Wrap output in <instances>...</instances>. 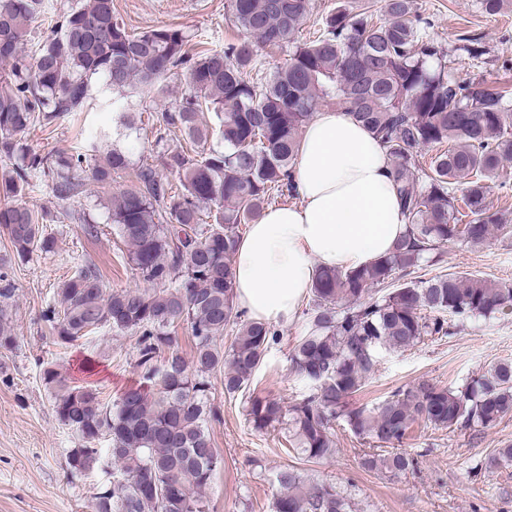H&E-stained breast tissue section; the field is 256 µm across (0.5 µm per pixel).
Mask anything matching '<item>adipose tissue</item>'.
<instances>
[{
  "mask_svg": "<svg viewBox=\"0 0 512 512\" xmlns=\"http://www.w3.org/2000/svg\"><path fill=\"white\" fill-rule=\"evenodd\" d=\"M297 203L249 225L234 256L236 299L257 321L291 322L317 268H356L406 231L380 142L345 109L326 107L304 129Z\"/></svg>",
  "mask_w": 512,
  "mask_h": 512,
  "instance_id": "1",
  "label": "adipose tissue"
}]
</instances>
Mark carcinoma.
I'll list each match as a JSON object with an SVG mask.
<instances>
[{"label":"carcinoma","instance_id":"obj_1","mask_svg":"<svg viewBox=\"0 0 512 512\" xmlns=\"http://www.w3.org/2000/svg\"><path fill=\"white\" fill-rule=\"evenodd\" d=\"M41 2L0 0V46L6 47L0 54V225L14 258L50 253L54 238L44 229L45 216L19 202L31 178L47 179L57 198L72 200L88 180L132 175L135 185L117 196L111 220L128 260L153 284L109 289L95 265L85 264L44 313L54 343L65 348L105 328L137 336L138 382L110 405L102 404L97 387L70 384L50 363L40 369L58 420L81 440L68 454L70 474L86 475L106 458L117 466L90 512H210L206 489L224 468L209 434L218 419L210 376L222 369L225 394L245 391L279 338L269 322L241 321L231 264L239 225L256 221L271 196L296 195L302 134L323 102L348 110L382 143L406 232L363 267L318 270L308 326L290 352L291 369L310 393L288 406L271 395L251 397L248 422L258 432L283 429L289 445L316 462L334 454L341 420L383 449L363 455L364 469L400 474L414 466L399 448L414 422L481 432L512 413V362L454 387L422 379L372 407L353 403L377 370L379 352H405L452 335L471 318L512 311L511 283L457 273L414 277L422 262L439 261L450 242L481 247L493 237H512L509 219L488 203L500 167L512 160V91L449 76L446 54L425 36L412 0H384L379 21L339 7L305 42L296 34L309 0H226L228 19L243 38L194 53L192 34L181 27L130 32L112 0H83L63 17L59 34L31 53ZM262 46H286L288 59L254 79ZM172 75L188 93L161 115L155 140L176 184L150 165L131 169L116 148L96 163L101 136L66 157L23 143L33 126L81 108L94 79L145 95L164 90L162 81ZM205 108L220 122L222 150H203ZM172 127L185 144L166 145ZM429 151L425 167L420 159ZM233 326L226 347L219 340ZM181 328L192 338L188 355ZM14 342L0 309V348ZM103 440L107 447H98ZM511 464L510 445L489 457L485 469ZM276 482L273 512H357L350 493L292 467L279 470Z\"/></svg>","mask_w":512,"mask_h":512}]
</instances>
